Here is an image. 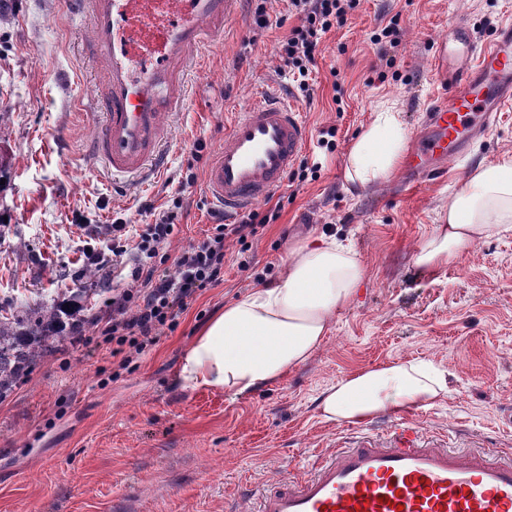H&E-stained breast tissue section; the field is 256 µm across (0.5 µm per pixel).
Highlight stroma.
I'll return each instance as SVG.
<instances>
[{
	"mask_svg": "<svg viewBox=\"0 0 512 512\" xmlns=\"http://www.w3.org/2000/svg\"><path fill=\"white\" fill-rule=\"evenodd\" d=\"M15 2L0 16V152L9 159L0 171V307L70 290L80 294L82 316H103L112 288L128 281L118 265L85 275L88 230L110 238L113 225L148 223L144 202L162 211L180 194L170 255L204 238L214 211L204 190L208 161L257 89L291 87L279 45L298 19L288 0H238L190 83L167 169L128 192L87 170L96 116L84 103L89 64L77 47L86 21L74 19L65 0ZM261 5L273 20L264 29L254 23ZM393 18L399 43L374 44L373 32ZM458 19L489 39L512 20V0H360L346 25L323 37L314 96L298 101L312 135L299 160L317 179L282 187L289 201L253 239L249 270L238 269L240 246L226 240L223 281L197 295L177 328L129 368L113 365L111 342L87 327L0 399V512H225L227 498L305 471L350 430L319 417L315 399L324 389L363 368L419 358L448 376L447 396L416 412L422 430L452 448L491 440L496 455H512V233L432 274L413 264L469 170L512 154V106L435 176L409 184L398 168L364 188L346 179L349 148L381 104L396 103L408 133L421 126L441 96L437 41ZM329 126L331 150L317 141ZM190 172L194 185L181 188ZM324 234L350 239L367 276L316 353L252 393L183 388L181 355L208 320L277 282L291 244Z\"/></svg>",
	"mask_w": 512,
	"mask_h": 512,
	"instance_id": "obj_1",
	"label": "stroma"
}]
</instances>
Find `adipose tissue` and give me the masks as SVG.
Instances as JSON below:
<instances>
[{"label": "adipose tissue", "instance_id": "obj_1", "mask_svg": "<svg viewBox=\"0 0 512 512\" xmlns=\"http://www.w3.org/2000/svg\"><path fill=\"white\" fill-rule=\"evenodd\" d=\"M407 132L394 106H383L351 145L349 182L388 178L406 148ZM512 232V156L478 164L449 201L413 260L427 274L455 263L479 242ZM366 278L353 247L328 235L295 243L282 281L225 304L185 349L177 370L191 389L235 395L282 380L324 343L337 309L348 305ZM448 392L443 371L415 359L355 371L326 389L317 404L327 422H362L380 413L428 407Z\"/></svg>", "mask_w": 512, "mask_h": 512}]
</instances>
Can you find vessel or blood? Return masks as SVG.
Segmentation results:
<instances>
[{"mask_svg":"<svg viewBox=\"0 0 512 512\" xmlns=\"http://www.w3.org/2000/svg\"><path fill=\"white\" fill-rule=\"evenodd\" d=\"M237 0H69L87 19L81 51L100 111L89 169L145 181L163 170L188 73L209 34L223 31ZM445 99L426 116L407 167L425 178L461 157L512 104V24L479 41L453 23L438 46ZM310 140L292 98L258 92L214 153L205 186L224 215L269 198ZM226 512H512V461L454 450L409 416L386 421L315 460L308 472L249 490Z\"/></svg>","mask_w":512,"mask_h":512,"instance_id":"1","label":"vessel or blood"}]
</instances>
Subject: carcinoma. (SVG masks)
<instances>
[{"label": "carcinoma", "instance_id": "1", "mask_svg": "<svg viewBox=\"0 0 512 512\" xmlns=\"http://www.w3.org/2000/svg\"><path fill=\"white\" fill-rule=\"evenodd\" d=\"M77 311L76 306L54 302L15 309L0 317V398L10 393L43 356L72 339L62 334L63 319L70 318L72 331H77Z\"/></svg>", "mask_w": 512, "mask_h": 512}]
</instances>
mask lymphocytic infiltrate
I'll return each mask as SVG.
<instances>
[{
  "label": "lymphocytic infiltrate",
  "mask_w": 512,
  "mask_h": 512,
  "mask_svg": "<svg viewBox=\"0 0 512 512\" xmlns=\"http://www.w3.org/2000/svg\"><path fill=\"white\" fill-rule=\"evenodd\" d=\"M358 4L359 0H290L299 23L281 42L279 53L305 98L314 94L309 76L323 36L344 26ZM182 205L183 200L178 196L173 198L171 208L161 212L153 204L144 203L142 212L151 214L153 220L138 232L133 246L123 245L126 227L116 224L112 227L111 244L91 247L85 252L88 265L96 268L104 266L112 256L132 257L128 286L112 291L111 314L104 318L95 316L89 321L92 329L101 330L111 340L112 355L117 358L119 368H127L134 357L151 350L164 330L175 329L180 311L198 291L220 282L226 239L246 244L257 235L259 227L276 221L279 216L275 208L263 215L253 210L228 224L223 215H216L214 234L176 255L174 273H162L156 259L168 251L177 210Z\"/></svg>",
  "instance_id": "obj_1"
}]
</instances>
